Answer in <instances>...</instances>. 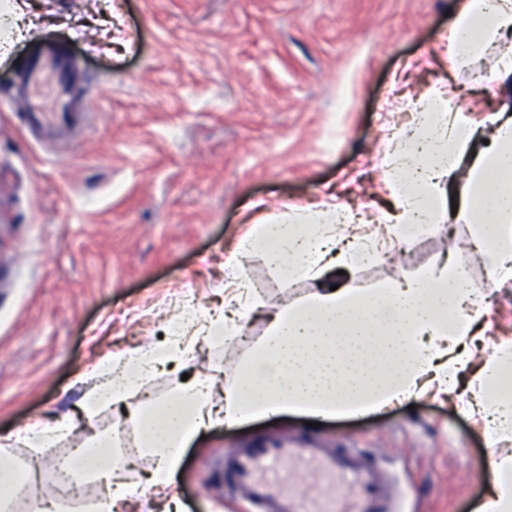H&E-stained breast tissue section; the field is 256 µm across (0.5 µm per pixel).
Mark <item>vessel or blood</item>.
<instances>
[{
	"mask_svg": "<svg viewBox=\"0 0 512 512\" xmlns=\"http://www.w3.org/2000/svg\"><path fill=\"white\" fill-rule=\"evenodd\" d=\"M288 465L313 476L314 491L282 480L279 472ZM224 486L245 491L254 512H399L388 473L357 448L263 442L238 448L224 456Z\"/></svg>",
	"mask_w": 512,
	"mask_h": 512,
	"instance_id": "vessel-or-blood-1",
	"label": "vessel or blood"
}]
</instances>
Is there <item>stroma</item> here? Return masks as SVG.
<instances>
[{
	"mask_svg": "<svg viewBox=\"0 0 512 512\" xmlns=\"http://www.w3.org/2000/svg\"><path fill=\"white\" fill-rule=\"evenodd\" d=\"M31 27L0 58V437L69 414L78 375L111 354L156 344L180 301L224 304V263L253 222L327 198L377 214L380 161L408 121L398 106L447 84L473 122L497 107L488 51L453 70L442 52L455 0H27ZM46 45L77 80L58 93L26 71ZM88 101L74 131L25 125L24 105ZM461 222L394 245L352 275L355 288L422 277ZM240 271L267 305L305 293L261 253ZM496 338L512 335V291L491 288ZM311 437L378 459L398 477L407 512H472L493 455L512 452L453 403L432 397L311 427L305 418L216 427L184 455L173 491L187 512H246L224 494V454L257 440ZM8 453L34 474L13 512L51 496V454Z\"/></svg>",
	"mask_w": 512,
	"mask_h": 512,
	"instance_id": "1",
	"label": "stroma"
}]
</instances>
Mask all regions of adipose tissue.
<instances>
[{
  "instance_id": "ef3b65f1",
  "label": "adipose tissue",
  "mask_w": 512,
  "mask_h": 512,
  "mask_svg": "<svg viewBox=\"0 0 512 512\" xmlns=\"http://www.w3.org/2000/svg\"><path fill=\"white\" fill-rule=\"evenodd\" d=\"M512 0H456L446 54L469 66L499 47L496 94L512 99ZM409 129L381 161L392 172L391 209L384 236L364 228L347 206L327 201L319 210L292 207L256 223L236 252H262L288 280L304 279L307 294L276 307L263 305L252 283L228 260L232 286L220 313L186 304L166 326L160 345L110 355L78 381L87 391L79 416L36 424L16 436L29 448L78 438V468L100 487L92 512H125L138 494L100 432L98 409L127 407L135 387L169 363L192 371L165 400L132 410L138 454L154 462L145 483L162 496V512H184L169 492L184 448L218 425L235 427L269 417H356L403 405L426 393L456 398L503 441L512 440V338L491 350L479 344L491 326L486 297L469 286L470 267L457 250L419 280H390L358 289L337 285L340 270L356 271L383 256L388 242L411 239L415 229L467 219L474 228L464 250L479 255L493 288H512V109L480 124L434 84L406 104ZM260 311L267 332L248 348L233 375L194 369L197 344L235 339L241 309ZM494 478L473 512H512V454L493 458Z\"/></svg>"
}]
</instances>
